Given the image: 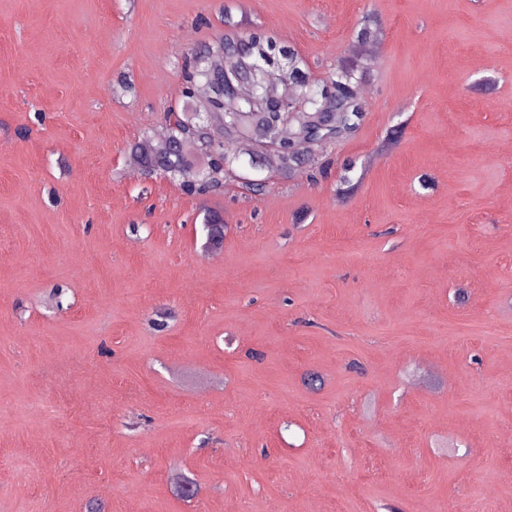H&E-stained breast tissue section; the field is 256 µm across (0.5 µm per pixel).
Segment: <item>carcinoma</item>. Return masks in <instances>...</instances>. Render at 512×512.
Masks as SVG:
<instances>
[{
  "label": "carcinoma",
  "instance_id": "1",
  "mask_svg": "<svg viewBox=\"0 0 512 512\" xmlns=\"http://www.w3.org/2000/svg\"><path fill=\"white\" fill-rule=\"evenodd\" d=\"M237 40L247 44L241 72L217 74L203 60H194L184 76V97L191 101V111L169 113L170 132L163 146L147 136L131 146L145 176L163 174L202 193L219 183L224 168L237 159L240 144L249 147V157L262 159L257 146L276 135L313 137L314 151L342 141L360 127L364 113L350 98L356 84L354 66L338 68L327 79H312L306 85L308 64L292 46L256 30L224 35L215 43L216 51ZM240 78L253 86L250 101L241 103L229 95ZM202 88L210 91L204 106L191 94ZM205 228L209 243L221 246L224 219L212 213Z\"/></svg>",
  "mask_w": 512,
  "mask_h": 512
}]
</instances>
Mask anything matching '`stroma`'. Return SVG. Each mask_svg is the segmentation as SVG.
Here are the masks:
<instances>
[{
    "label": "stroma",
    "instance_id": "stroma-1",
    "mask_svg": "<svg viewBox=\"0 0 512 512\" xmlns=\"http://www.w3.org/2000/svg\"><path fill=\"white\" fill-rule=\"evenodd\" d=\"M366 23L326 177L129 174L225 34ZM92 501L512 512V0H0V512Z\"/></svg>",
    "mask_w": 512,
    "mask_h": 512
}]
</instances>
